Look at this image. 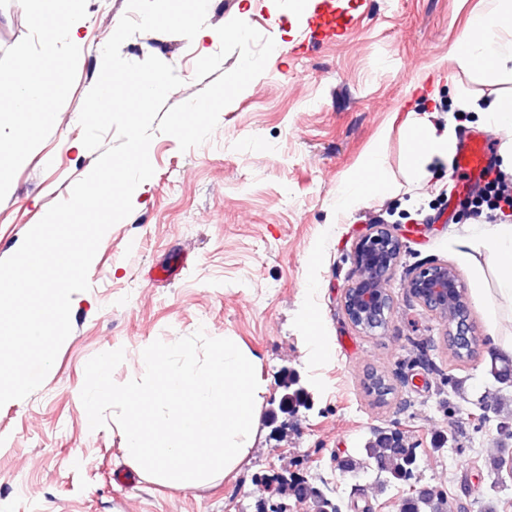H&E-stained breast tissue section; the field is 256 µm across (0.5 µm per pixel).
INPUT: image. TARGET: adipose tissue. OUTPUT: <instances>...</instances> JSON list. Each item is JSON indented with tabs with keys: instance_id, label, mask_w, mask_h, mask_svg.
<instances>
[{
	"instance_id": "adipose-tissue-1",
	"label": "adipose tissue",
	"mask_w": 512,
	"mask_h": 512,
	"mask_svg": "<svg viewBox=\"0 0 512 512\" xmlns=\"http://www.w3.org/2000/svg\"><path fill=\"white\" fill-rule=\"evenodd\" d=\"M435 69L465 74L478 69L490 80L512 73V0H487L485 10L473 16L462 39L449 51L447 61L436 63ZM402 129L406 134V159L416 174H427L435 160L448 159L456 145L454 122L438 123L432 112L408 113ZM361 167L362 174L346 177L338 187L337 210H351L368 194L383 188L378 148L369 150ZM485 242L499 269L498 293L512 304V224L490 225Z\"/></svg>"
}]
</instances>
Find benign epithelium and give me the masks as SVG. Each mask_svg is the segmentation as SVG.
Here are the masks:
<instances>
[{"instance_id":"obj_1","label":"benign epithelium","mask_w":512,"mask_h":512,"mask_svg":"<svg viewBox=\"0 0 512 512\" xmlns=\"http://www.w3.org/2000/svg\"><path fill=\"white\" fill-rule=\"evenodd\" d=\"M400 250V240L387 224L371 227L356 242L353 274L343 293L344 313L353 327L370 333L388 324L392 312L389 283ZM405 288L420 305L445 318L450 346L475 348L476 333L463 302L464 287L449 265L431 262L415 269Z\"/></svg>"}]
</instances>
